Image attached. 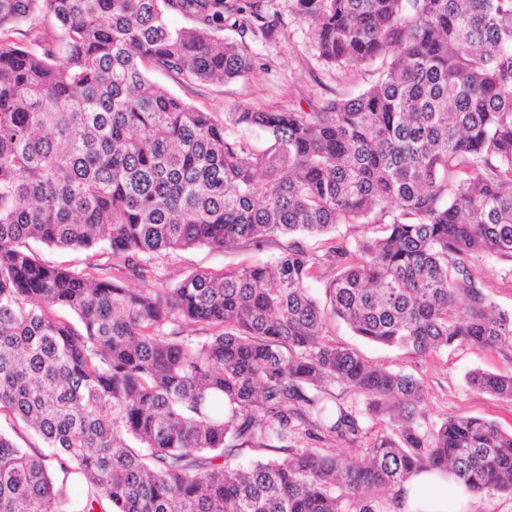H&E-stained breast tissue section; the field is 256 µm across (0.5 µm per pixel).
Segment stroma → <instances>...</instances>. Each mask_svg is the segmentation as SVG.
<instances>
[{
	"label": "stroma",
	"instance_id": "1",
	"mask_svg": "<svg viewBox=\"0 0 512 512\" xmlns=\"http://www.w3.org/2000/svg\"><path fill=\"white\" fill-rule=\"evenodd\" d=\"M264 8L280 11L285 25L265 38L247 37L254 65L246 75L221 83L190 86L179 85L159 72L152 73V80L220 120L225 113L244 107L317 112L331 101L355 96L379 79L380 60L334 68L319 59L312 47L308 23L293 13V0H266ZM278 255L275 247L192 248L154 256L149 263V280L127 274L123 281L134 290L154 288L174 284L196 270L221 272L270 262ZM470 270L500 309L512 310V260L485 254L471 259ZM327 335L336 346L356 351L373 365L421 380L426 390L422 410L428 421L435 423L451 414L475 416L512 433V401L478 391L467 382L468 373L477 369L512 374V355L462 343L422 358L405 348L366 341L339 320L330 323Z\"/></svg>",
	"mask_w": 512,
	"mask_h": 512
}]
</instances>
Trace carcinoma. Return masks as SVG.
<instances>
[{
	"label": "carcinoma",
	"instance_id": "carcinoma-1",
	"mask_svg": "<svg viewBox=\"0 0 512 512\" xmlns=\"http://www.w3.org/2000/svg\"><path fill=\"white\" fill-rule=\"evenodd\" d=\"M294 14L323 62L380 58V79L320 112L247 107L221 122L149 71L244 76L245 37L282 26L260 0H0V413L56 449L0 432V512H71L57 470L86 482L79 512H391L430 468L512 495V434L428 422L420 380L326 339L338 318L422 358L456 343L512 351V312L469 268L512 259V0H295ZM39 18L49 36L9 39ZM339 224L382 234L338 240ZM316 235L336 264L323 303L306 288L320 259L299 241ZM30 240L107 248L140 278L145 254L283 253L135 291L46 265ZM187 323L212 335L195 342ZM468 382L512 400V376ZM336 384L365 408L334 404ZM369 416L392 433L368 439ZM294 434L366 440V460L293 448ZM244 449L287 457L242 462Z\"/></svg>",
	"mask_w": 512,
	"mask_h": 512
}]
</instances>
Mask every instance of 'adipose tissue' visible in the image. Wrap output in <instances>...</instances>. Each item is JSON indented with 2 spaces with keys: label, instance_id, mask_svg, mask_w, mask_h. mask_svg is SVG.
Returning <instances> with one entry per match:
<instances>
[{
  "label": "adipose tissue",
  "instance_id": "1",
  "mask_svg": "<svg viewBox=\"0 0 512 512\" xmlns=\"http://www.w3.org/2000/svg\"><path fill=\"white\" fill-rule=\"evenodd\" d=\"M466 497L463 486L453 476L438 471L421 472L403 484L395 512H450L449 499Z\"/></svg>",
  "mask_w": 512,
  "mask_h": 512
}]
</instances>
